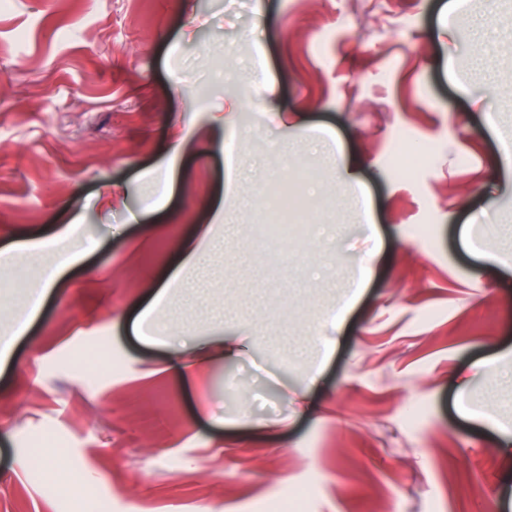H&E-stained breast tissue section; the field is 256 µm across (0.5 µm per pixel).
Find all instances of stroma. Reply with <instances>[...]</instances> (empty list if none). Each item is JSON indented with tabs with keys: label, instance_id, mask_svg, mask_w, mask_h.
I'll list each match as a JSON object with an SVG mask.
<instances>
[{
	"label": "stroma",
	"instance_id": "stroma-1",
	"mask_svg": "<svg viewBox=\"0 0 512 512\" xmlns=\"http://www.w3.org/2000/svg\"><path fill=\"white\" fill-rule=\"evenodd\" d=\"M441 2L0 0V249L76 214L94 240L0 363V512H265L302 487L306 512H512V0L450 20ZM337 152L361 161L369 211ZM405 153L428 163L406 176ZM284 187L307 236L283 260L250 227ZM154 224L168 237L128 267ZM200 226L224 240L208 290L187 273L164 312L199 337L232 315L254 347L138 390L170 351L132 321ZM40 281L0 269V335ZM477 361L495 376L465 393L473 421L457 395ZM43 434L67 443L55 487Z\"/></svg>",
	"mask_w": 512,
	"mask_h": 512
}]
</instances>
